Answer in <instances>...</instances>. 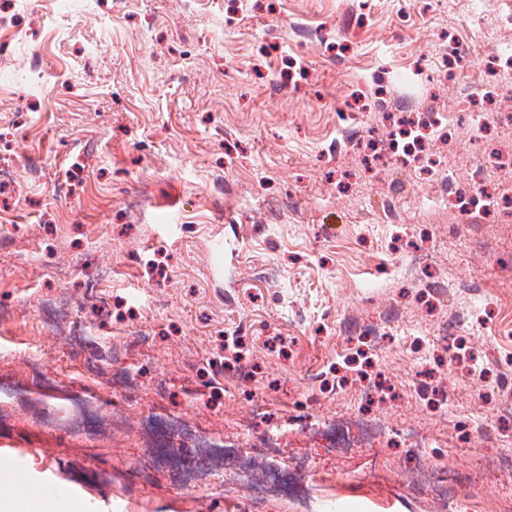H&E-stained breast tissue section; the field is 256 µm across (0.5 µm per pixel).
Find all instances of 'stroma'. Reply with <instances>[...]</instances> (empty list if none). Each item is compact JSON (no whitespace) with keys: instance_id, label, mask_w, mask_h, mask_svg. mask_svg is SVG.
Masks as SVG:
<instances>
[{"instance_id":"1","label":"stroma","mask_w":512,"mask_h":512,"mask_svg":"<svg viewBox=\"0 0 512 512\" xmlns=\"http://www.w3.org/2000/svg\"><path fill=\"white\" fill-rule=\"evenodd\" d=\"M19 33H1L0 162L23 156L46 166L43 183L0 186V388L27 378L38 355L44 387L28 401L0 398V471L24 468L22 492L55 481L94 512H512V473L496 470L493 444L466 440L512 380V342L466 332L497 357L485 381L471 376L438 339L452 305L419 298L399 275L414 250L426 275L483 284L474 307L485 321L512 320V219L478 226L436 201L428 165L469 186L482 139L512 156V124L477 134L471 118L493 79L490 48L512 51V30L494 17L512 0H133L111 15L108 0H22ZM325 27V45L295 39L289 21ZM463 63L435 78L445 37ZM42 52L46 74L31 81L25 54ZM296 79L293 94L281 85ZM418 84L422 111L443 112L451 138L430 139L422 164L372 160L351 148L325 154L340 126L391 129L382 102L402 80ZM232 120L231 140L215 137ZM236 195L204 192L213 167ZM148 200L130 222L126 200ZM402 223L370 215L388 195ZM273 269L275 280L256 272ZM102 278L107 312L83 301ZM223 289L234 300L221 305ZM64 296V321L92 328L98 349L125 359L95 370L98 350L44 328L47 300ZM393 318L372 350L333 334L337 322ZM384 383L386 400L362 401L363 380ZM450 390L447 410L425 388ZM88 392L96 413L77 428L62 395ZM264 401L265 411L253 406ZM393 435L365 448H334L320 432L292 426L354 412ZM413 428L421 454L402 445ZM234 452L216 454L206 439ZM269 445L264 458L253 445ZM437 459L462 484L449 497L411 488L418 456Z\"/></svg>"}]
</instances>
